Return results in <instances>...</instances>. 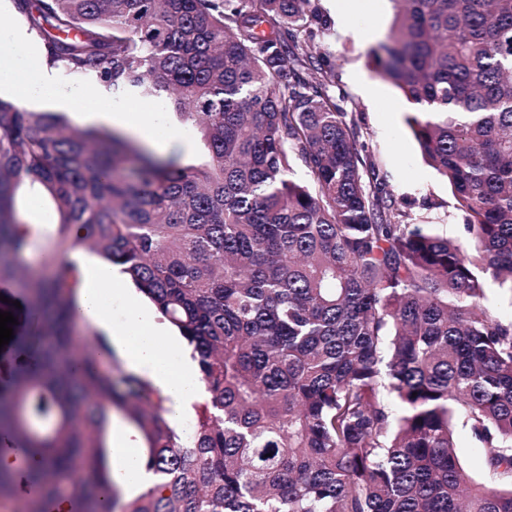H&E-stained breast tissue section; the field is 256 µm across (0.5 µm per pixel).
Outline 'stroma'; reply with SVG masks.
<instances>
[{
    "label": "stroma",
    "instance_id": "obj_1",
    "mask_svg": "<svg viewBox=\"0 0 512 512\" xmlns=\"http://www.w3.org/2000/svg\"><path fill=\"white\" fill-rule=\"evenodd\" d=\"M311 4L322 13L325 26L308 48L333 64L328 93L357 124L396 213L406 222L431 224L441 235L461 238L465 216L455 208L446 180L423 160L407 123L417 105L371 62L372 50L390 32L391 0H311ZM147 109L163 112L178 133L181 144L169 149V156L188 161L200 154L198 134L176 118L169 99L149 98Z\"/></svg>",
    "mask_w": 512,
    "mask_h": 512
}]
</instances>
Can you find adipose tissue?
Returning a JSON list of instances; mask_svg holds the SVG:
<instances>
[{
  "label": "adipose tissue",
  "mask_w": 512,
  "mask_h": 512,
  "mask_svg": "<svg viewBox=\"0 0 512 512\" xmlns=\"http://www.w3.org/2000/svg\"><path fill=\"white\" fill-rule=\"evenodd\" d=\"M0 92L15 95L23 105L51 98L59 107L77 108L85 121L117 125L159 152L176 140L175 133L165 128L161 113L119 112L94 89H59L52 68L34 52L31 36L21 26L11 31L7 44L0 46ZM80 275L79 323L103 333L128 369L166 397L170 421L180 423L205 394L191 349L114 268L90 267ZM112 446V480L117 488L143 491L155 485V476L140 461L135 431H122Z\"/></svg>",
  "instance_id": "obj_1"
}]
</instances>
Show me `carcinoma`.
Masks as SVG:
<instances>
[{
  "label": "carcinoma",
  "mask_w": 512,
  "mask_h": 512,
  "mask_svg": "<svg viewBox=\"0 0 512 512\" xmlns=\"http://www.w3.org/2000/svg\"><path fill=\"white\" fill-rule=\"evenodd\" d=\"M311 0H14L46 61L114 91L171 95L203 154L156 159L126 137L0 99V281L28 321L0 385V509L45 512H512V0H393L374 67L450 185L465 235L394 220L355 123L304 51ZM308 180L294 178L295 168ZM38 189L53 247L18 216ZM88 250L120 268L197 355L193 435L77 332ZM137 431L158 484L125 499L104 470L108 416ZM485 449L462 466L456 425Z\"/></svg>",
  "instance_id": "cac0c4a2"
}]
</instances>
